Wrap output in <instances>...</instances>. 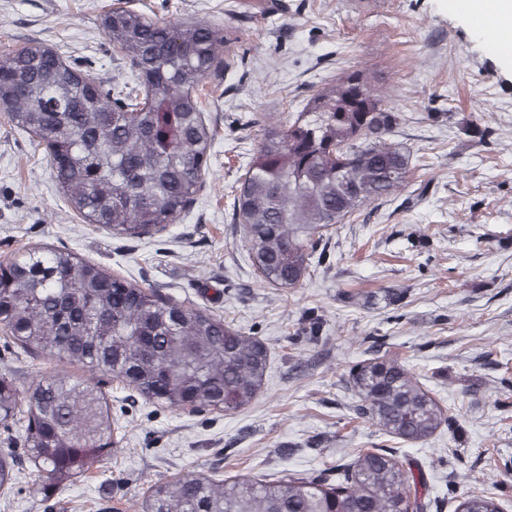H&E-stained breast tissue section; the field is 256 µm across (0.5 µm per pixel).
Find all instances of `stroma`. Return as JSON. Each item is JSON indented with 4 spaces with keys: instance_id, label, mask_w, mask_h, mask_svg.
<instances>
[{
    "instance_id": "35a3bbf8",
    "label": "stroma",
    "mask_w": 512,
    "mask_h": 512,
    "mask_svg": "<svg viewBox=\"0 0 512 512\" xmlns=\"http://www.w3.org/2000/svg\"><path fill=\"white\" fill-rule=\"evenodd\" d=\"M118 5L224 32V73L204 82L214 131L204 183L177 224L149 238L79 223L43 147L0 112V262L33 246L72 250L232 321L265 343L269 368L256 400L232 413L175 410L103 377L115 450L64 488L34 484L21 429L0 428L16 471L0 512H142L160 479L330 474L379 446L423 464L428 512L483 491L512 512V54L465 0H0V52L42 42L103 83L123 80L127 60L101 27ZM356 70L403 115L389 139L411 153L407 183L332 226L302 284L273 286L248 259L230 191L265 126ZM476 125L486 139L473 138ZM378 349L451 406L452 431L424 443L378 431L348 383ZM60 368L0 332V373L20 391Z\"/></svg>"
}]
</instances>
